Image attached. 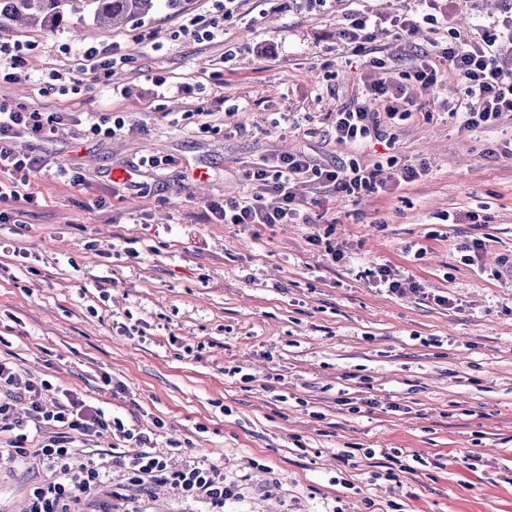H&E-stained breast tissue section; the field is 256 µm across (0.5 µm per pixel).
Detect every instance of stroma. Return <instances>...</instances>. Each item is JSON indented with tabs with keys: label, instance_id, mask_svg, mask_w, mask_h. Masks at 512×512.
<instances>
[{
	"label": "stroma",
	"instance_id": "1",
	"mask_svg": "<svg viewBox=\"0 0 512 512\" xmlns=\"http://www.w3.org/2000/svg\"><path fill=\"white\" fill-rule=\"evenodd\" d=\"M359 6L235 0L211 40L178 34L212 12L210 0H157L108 31L85 9L15 31L32 46L31 79L0 82V103L125 125L113 137L67 123L46 143L15 139V150L78 168L84 184L30 175L40 209L0 230L10 246L0 359L127 428H155L158 447L178 443L174 466L214 463L243 484L241 499L219 506L167 485L132 490L111 468L83 512H512V158L501 155L512 120L461 128L446 110L454 77L433 89L410 78L416 57L435 51L429 25L345 44ZM506 7L454 0L441 33H476ZM87 42L118 45L122 62L103 77L84 71ZM375 59L380 77L406 84L412 112L388 125L393 147L356 153L336 141V112ZM54 72L79 80L78 93L41 95ZM206 120L211 131L199 132ZM289 152L375 166L385 181L406 165L428 171L385 196L299 185L300 224L202 220L208 202L260 191L245 178L255 162ZM152 156L167 165H145ZM100 197L108 208H91ZM475 239L485 247L470 265L460 247ZM376 264L420 292L374 288L365 272ZM350 448H405L431 465L398 484L373 478L372 461L343 459ZM49 477L37 456L0 457V512H24Z\"/></svg>",
	"mask_w": 512,
	"mask_h": 512
}]
</instances>
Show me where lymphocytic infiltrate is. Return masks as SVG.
<instances>
[{
  "mask_svg": "<svg viewBox=\"0 0 512 512\" xmlns=\"http://www.w3.org/2000/svg\"><path fill=\"white\" fill-rule=\"evenodd\" d=\"M419 6V14L388 19L366 9L356 10L348 16L342 36L348 44L359 46L369 39L372 29L382 24L410 34L417 30L419 22L433 24L438 16L448 13V0H419ZM448 72L461 85L462 98L450 110L461 127L493 125L512 114V8L477 36L439 45L434 57L423 58L412 67L415 81L425 86L438 85ZM408 102L403 86L380 78L364 82L361 95L336 113L337 141L360 150L369 140L383 136L382 118L406 119L410 114ZM60 120L56 112L0 103V224L17 223L19 217L38 208L37 196L25 192L24 187L30 174L46 166L41 155L17 152L14 138L23 135L39 143L48 141L54 137ZM248 177L277 195V206H268L258 193L228 197L209 202L208 219L227 224L297 223L305 216V202L296 193L300 183L330 186L350 195L385 189L377 170L355 162L321 166L302 154L279 156L271 166L257 164ZM53 390L49 380L21 379L9 363L0 361V421L12 417L16 403L28 404V419L16 425L11 454H27L31 431H42L48 424L56 428L55 434L44 437L36 448L52 478L30 489L25 512H77L78 504L96 492L101 479L94 462L78 460L73 443L106 432L139 443L141 450L136 455L112 458L113 465L130 472L139 485L168 484L183 497L216 504L239 498L240 488L234 476L218 466L199 463L170 469L168 449L153 446L150 434L127 428L121 419L106 418L102 410L87 404L76 393H67L65 402L55 409L46 408L44 400Z\"/></svg>",
  "mask_w": 512,
  "mask_h": 512,
  "instance_id": "f902f5d3",
  "label": "lymphocytic infiltrate"
}]
</instances>
